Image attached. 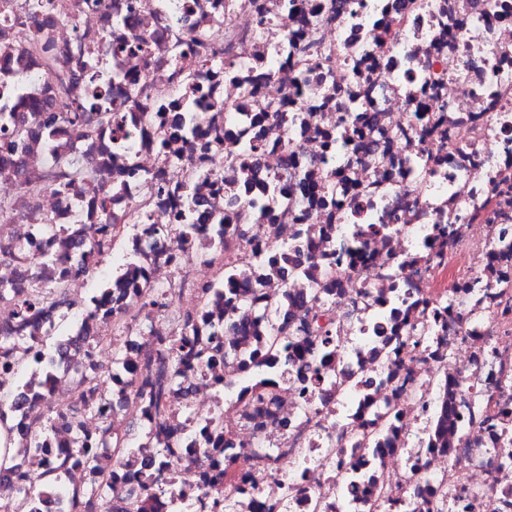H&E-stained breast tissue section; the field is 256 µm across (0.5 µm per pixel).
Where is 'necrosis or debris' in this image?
I'll return each mask as SVG.
<instances>
[{
    "instance_id": "obj_1",
    "label": "necrosis or debris",
    "mask_w": 512,
    "mask_h": 512,
    "mask_svg": "<svg viewBox=\"0 0 512 512\" xmlns=\"http://www.w3.org/2000/svg\"><path fill=\"white\" fill-rule=\"evenodd\" d=\"M65 103L82 125L0 144V282L48 254L83 309L31 399L190 319L225 355L181 365L163 424L114 374L27 468L71 450L113 504L154 480L150 512H512V0H0V112ZM107 228L138 260L116 305L83 290Z\"/></svg>"
}]
</instances>
